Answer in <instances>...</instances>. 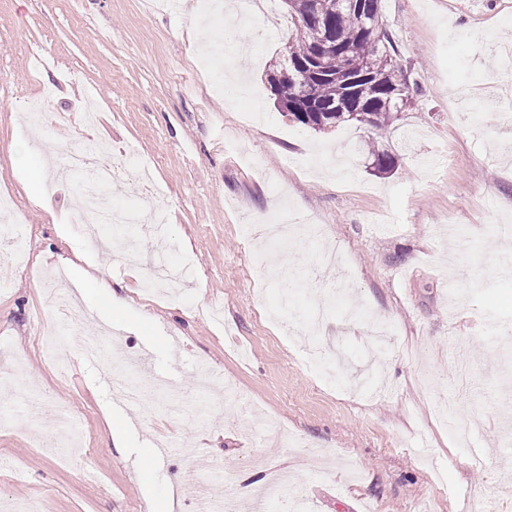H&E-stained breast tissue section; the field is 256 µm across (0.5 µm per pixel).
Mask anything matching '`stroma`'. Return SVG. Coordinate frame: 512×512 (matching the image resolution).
<instances>
[{
  "label": "stroma",
  "mask_w": 512,
  "mask_h": 512,
  "mask_svg": "<svg viewBox=\"0 0 512 512\" xmlns=\"http://www.w3.org/2000/svg\"><path fill=\"white\" fill-rule=\"evenodd\" d=\"M186 11L144 0H0V186L39 266L33 283L0 263V512L41 500L44 512H147L180 480L174 512L199 496L223 500L226 476L292 484L238 500V512H512V391L499 359L512 337V259L486 246L512 224V122L486 112L487 88L512 105L511 82L487 57L471 64L462 37L512 33V0H382L417 104L380 131H316L289 120L266 83L293 25L283 0L270 16L237 0V16L196 29ZM46 121L29 100L46 87ZM111 143L108 163L135 172L106 187L114 207L144 198L166 211L165 252L182 292L144 289L156 243L149 219L134 251L98 252L126 286L129 311L67 328L57 300L75 286L64 258L84 246L74 218L81 177L63 157L84 137ZM398 157L387 174L371 147ZM56 172L50 195L32 178ZM494 201L481 208L483 198ZM319 224L321 241L283 240L267 225ZM340 264H317L321 246ZM62 337L67 372L36 333ZM112 340V362L138 382L142 403L111 393L85 338ZM68 411L86 453L61 461L42 448ZM456 415L459 442L441 425ZM124 422L109 444L108 419ZM164 458L151 468L145 448Z\"/></svg>",
  "instance_id": "1"
}]
</instances>
